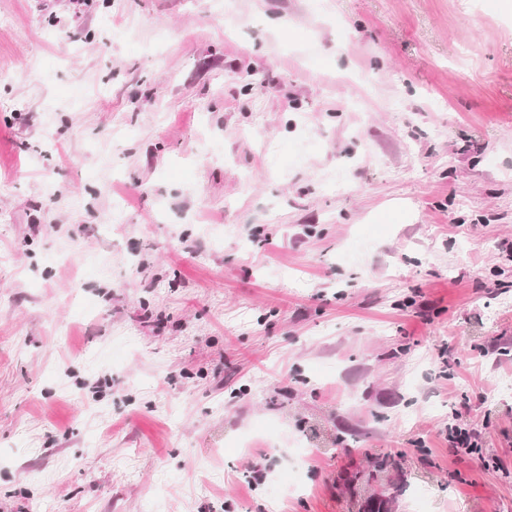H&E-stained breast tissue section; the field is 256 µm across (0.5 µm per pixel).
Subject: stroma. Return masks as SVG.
Wrapping results in <instances>:
<instances>
[{
	"instance_id": "stroma-1",
	"label": "stroma",
	"mask_w": 512,
	"mask_h": 512,
	"mask_svg": "<svg viewBox=\"0 0 512 512\" xmlns=\"http://www.w3.org/2000/svg\"><path fill=\"white\" fill-rule=\"evenodd\" d=\"M509 245L507 0H0V512H512Z\"/></svg>"
}]
</instances>
